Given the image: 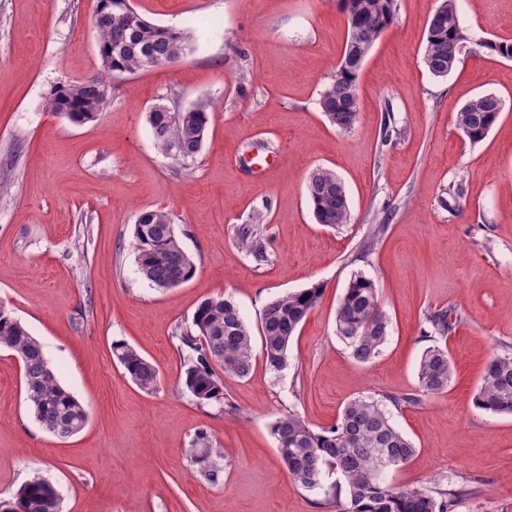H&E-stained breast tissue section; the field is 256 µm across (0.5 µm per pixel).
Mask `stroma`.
Instances as JSON below:
<instances>
[{"label": "stroma", "instance_id": "1", "mask_svg": "<svg viewBox=\"0 0 512 512\" xmlns=\"http://www.w3.org/2000/svg\"><path fill=\"white\" fill-rule=\"evenodd\" d=\"M147 21L192 32L170 65L109 79V103L75 125L46 110L58 84L100 75L97 0H0V305L42 345L60 383L89 412L61 439L24 399L22 365L0 351V496L33 471L63 512H336L325 490L289 479L271 431L299 414L335 424L349 400L419 391L428 316L449 309L455 375L447 392L388 406L417 448L386 482L461 490L452 512H512V416L475 408L485 362L512 350V59L488 40L512 36V0H457L468 40L443 77L423 62L439 0H397V19L366 56L359 114L332 126L319 93L339 65L347 27L336 0H131ZM502 101L473 144L456 115L471 99ZM217 102L197 160L162 154L148 123L156 104ZM394 136H386V129ZM332 169L349 224H317L305 178ZM168 209L196 265L169 290L138 271L139 209ZM385 219L372 250L371 224ZM257 225L267 261L242 249ZM374 280L390 317L371 363L355 362L335 316L354 274ZM321 284L323 295L288 348V366L256 361L224 378L228 406H202L183 387L175 337L207 298L231 295L251 332L275 298ZM135 346L159 370L156 391L129 382L112 344ZM206 430L222 446L224 479L207 483L187 449Z\"/></svg>", "mask_w": 512, "mask_h": 512}]
</instances>
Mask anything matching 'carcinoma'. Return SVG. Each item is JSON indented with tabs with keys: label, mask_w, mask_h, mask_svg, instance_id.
Segmentation results:
<instances>
[{
	"label": "carcinoma",
	"mask_w": 512,
	"mask_h": 512,
	"mask_svg": "<svg viewBox=\"0 0 512 512\" xmlns=\"http://www.w3.org/2000/svg\"><path fill=\"white\" fill-rule=\"evenodd\" d=\"M396 2L338 0L348 29L344 56L355 64L338 67L320 91L318 104L329 123L340 130L350 129L357 120L362 61L392 25ZM94 27L98 52L109 57L102 65L110 77L171 64L186 56L192 45L190 32L153 24L121 0L110 6L100 0ZM465 41L456 0H442L426 33L423 60L428 71L436 77L447 75L459 60ZM109 95L110 86L95 76L84 84L73 82L54 88L46 98V109L83 125L96 120ZM215 108L209 98L198 100L186 111L155 105L148 113V122L158 149L181 166L195 162ZM501 108L496 96H479L457 113L456 126L471 143H478L498 121ZM306 196L317 223L334 228L350 223L348 197L337 188L335 171L313 169L306 177ZM237 236L256 260H267L263 240L253 225H240ZM134 242L139 272L154 286L176 288L195 275V263L182 245L170 212L140 209ZM322 293L323 286L314 284L266 305L259 335L262 361L269 371L285 369L290 341ZM427 321L430 331L424 332V337L448 338L452 312H434ZM335 324L336 334L355 361L367 364L378 356L388 336L390 318L372 279L361 273L353 276L336 309ZM176 339L186 351L182 384L199 404L223 403V375L246 378L256 361L253 336L230 297L203 301L191 326L179 330ZM1 348L22 362L26 400L42 426L61 439L81 432L89 419L86 406L61 386L40 342L3 306ZM112 351L125 377L144 392L156 390L160 374L153 363L124 341L112 343ZM453 374L448 347H429L418 364L419 393L392 397L390 402L397 407L418 405L425 394L447 391ZM473 405L495 414H512V353L494 356L486 363ZM272 433L282 463L296 484L313 490L322 486L327 471L341 477L342 482L328 490L341 512H452V503L464 494L462 490L397 489L385 483V472L407 464L417 448L392 424L384 404L376 399L349 401L336 424L321 431L311 429L298 414L290 412L275 421ZM189 456L209 483L222 481L224 449L214 445L206 431L195 433ZM0 512H62V501L54 484L35 473L11 498L0 499Z\"/></svg>",
	"instance_id": "obj_1"
}]
</instances>
